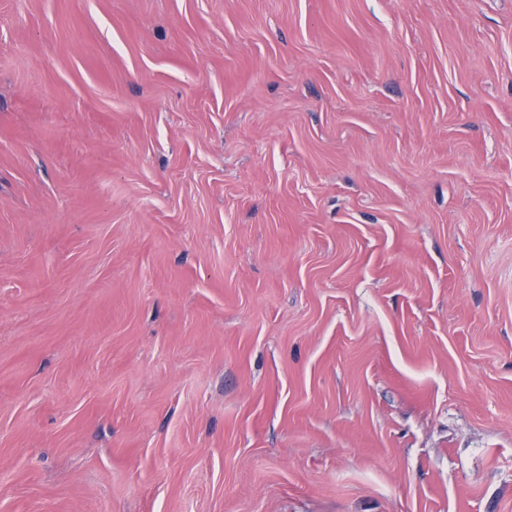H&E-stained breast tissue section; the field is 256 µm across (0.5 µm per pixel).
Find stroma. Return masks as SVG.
<instances>
[{"instance_id": "obj_1", "label": "stroma", "mask_w": 512, "mask_h": 512, "mask_svg": "<svg viewBox=\"0 0 512 512\" xmlns=\"http://www.w3.org/2000/svg\"><path fill=\"white\" fill-rule=\"evenodd\" d=\"M0 512H512V0H0Z\"/></svg>"}]
</instances>
